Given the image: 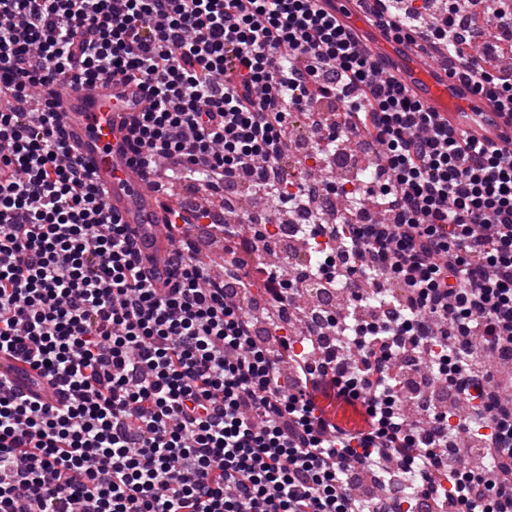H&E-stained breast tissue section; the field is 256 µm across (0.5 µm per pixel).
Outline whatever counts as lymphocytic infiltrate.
<instances>
[{"instance_id":"1","label":"lymphocytic infiltrate","mask_w":512,"mask_h":512,"mask_svg":"<svg viewBox=\"0 0 512 512\" xmlns=\"http://www.w3.org/2000/svg\"><path fill=\"white\" fill-rule=\"evenodd\" d=\"M481 3L454 0L426 32L425 2L363 8L395 41L440 47L450 75L495 104L493 140L481 113L450 124L381 76L316 0H0V161L17 171L0 185V352L61 394L54 406L0 380V512H400L392 495H354V467L410 475L418 508L512 512V400L478 368L512 362V73L459 30L464 19L498 40L512 0L489 16ZM103 78L144 92L130 150L158 191L166 177L287 188L277 171L296 112L325 159L343 136L371 146L380 182L309 230L352 255L336 279L354 316L270 342L242 306L247 257L269 309L311 287L281 288L261 240L223 223L228 259L210 273L181 232L206 208L166 207L175 249L152 280L50 99L60 81ZM328 99L342 105L330 126L315 110ZM328 327L332 352L319 346ZM410 359L481 407L455 422L433 399L410 423ZM318 390L361 404L366 429L327 418ZM473 436L492 471L466 466ZM452 449L458 466H436Z\"/></svg>"}]
</instances>
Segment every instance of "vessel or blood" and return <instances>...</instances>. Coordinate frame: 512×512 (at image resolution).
<instances>
[{"label":"vessel or blood","mask_w":512,"mask_h":512,"mask_svg":"<svg viewBox=\"0 0 512 512\" xmlns=\"http://www.w3.org/2000/svg\"><path fill=\"white\" fill-rule=\"evenodd\" d=\"M317 4L349 28L383 71L395 76L431 111L477 110L485 113L487 121L496 120L494 105L475 102L467 81L449 77L442 66L394 41L369 22L357 0H317ZM144 106L142 93L133 83L101 79L75 88H55V110L67 141L105 189L109 212L127 224L149 274L162 280L169 268L165 212L161 199L133 172L128 149L132 132L118 118L119 113L139 112Z\"/></svg>","instance_id":"1"}]
</instances>
